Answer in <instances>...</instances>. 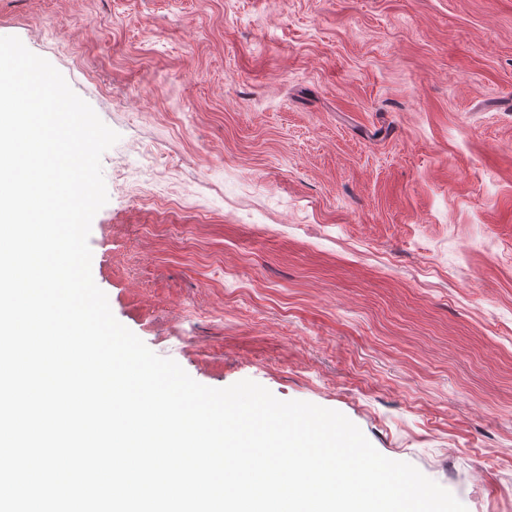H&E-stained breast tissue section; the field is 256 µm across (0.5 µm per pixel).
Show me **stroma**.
<instances>
[{
	"mask_svg": "<svg viewBox=\"0 0 512 512\" xmlns=\"http://www.w3.org/2000/svg\"><path fill=\"white\" fill-rule=\"evenodd\" d=\"M0 36L120 135V323L512 512V0H0Z\"/></svg>",
	"mask_w": 512,
	"mask_h": 512,
	"instance_id": "1",
	"label": "stroma"
}]
</instances>
